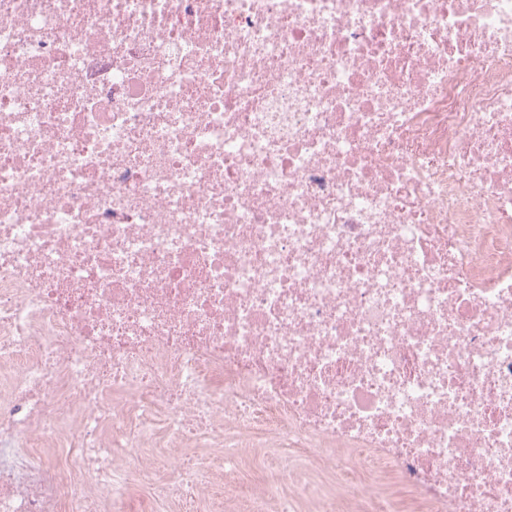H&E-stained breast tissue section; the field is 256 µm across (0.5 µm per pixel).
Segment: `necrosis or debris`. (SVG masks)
<instances>
[{"instance_id":"4bbe7bcc","label":"necrosis or debris","mask_w":512,"mask_h":512,"mask_svg":"<svg viewBox=\"0 0 512 512\" xmlns=\"http://www.w3.org/2000/svg\"><path fill=\"white\" fill-rule=\"evenodd\" d=\"M234 500L512 512V0H0V512ZM267 467L268 465L263 456L256 460H246L242 466L231 476H228V478L237 486L240 497H249L258 490L261 477Z\"/></svg>"}]
</instances>
